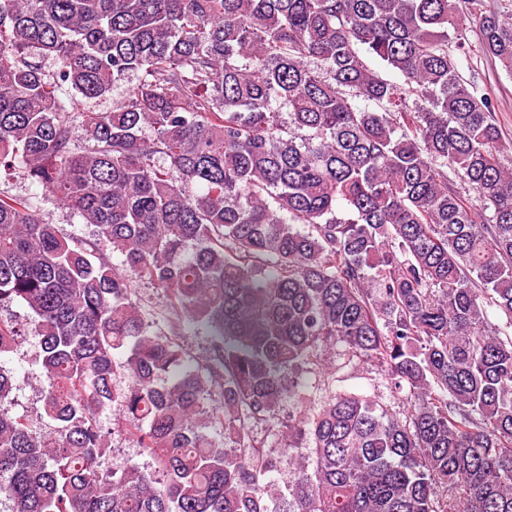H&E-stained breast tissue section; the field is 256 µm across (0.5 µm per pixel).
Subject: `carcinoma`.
Masks as SVG:
<instances>
[{"instance_id":"cac0c4a2","label":"carcinoma","mask_w":512,"mask_h":512,"mask_svg":"<svg viewBox=\"0 0 512 512\" xmlns=\"http://www.w3.org/2000/svg\"><path fill=\"white\" fill-rule=\"evenodd\" d=\"M470 32L512 75L484 0H0V174L97 229L78 245L0 192V307L31 312L52 427L9 413L0 361L8 512H276L263 425L306 450L289 512H512V167L459 71ZM136 280L209 331L204 363ZM25 335L0 319V357ZM339 348L407 405L281 415ZM116 429L153 471L101 469ZM133 285V298L141 304L150 324L153 327L162 325L168 316L167 299L164 293L141 282H134Z\"/></svg>"}]
</instances>
